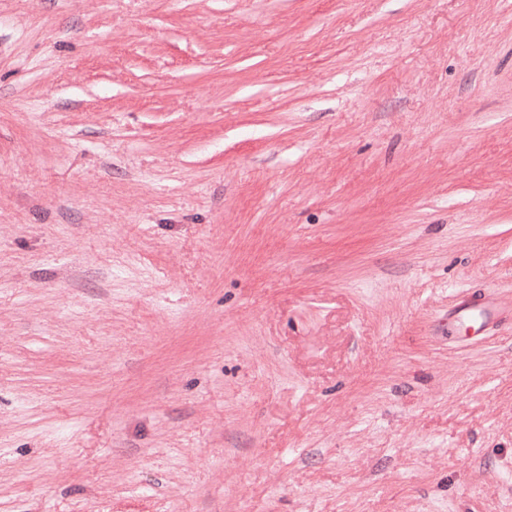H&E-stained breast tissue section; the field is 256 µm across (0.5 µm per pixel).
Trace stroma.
I'll list each match as a JSON object with an SVG mask.
<instances>
[{"instance_id": "obj_1", "label": "stroma", "mask_w": 512, "mask_h": 512, "mask_svg": "<svg viewBox=\"0 0 512 512\" xmlns=\"http://www.w3.org/2000/svg\"><path fill=\"white\" fill-rule=\"evenodd\" d=\"M0 512H512V0H0Z\"/></svg>"}]
</instances>
